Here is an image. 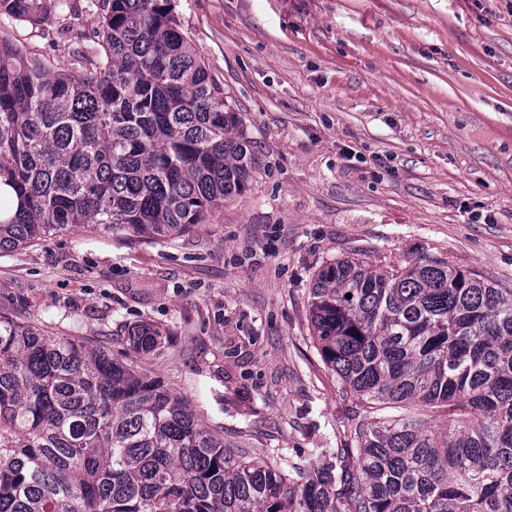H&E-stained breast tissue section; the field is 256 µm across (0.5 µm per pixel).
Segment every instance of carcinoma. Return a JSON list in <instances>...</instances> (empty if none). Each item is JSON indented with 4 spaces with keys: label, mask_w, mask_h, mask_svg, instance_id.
Instances as JSON below:
<instances>
[{
    "label": "carcinoma",
    "mask_w": 512,
    "mask_h": 512,
    "mask_svg": "<svg viewBox=\"0 0 512 512\" xmlns=\"http://www.w3.org/2000/svg\"><path fill=\"white\" fill-rule=\"evenodd\" d=\"M96 60L51 70L0 38V253L83 229L195 232L254 155L174 0H97ZM45 0H0L34 25ZM312 338L379 409L312 468L224 447L135 359L0 311V512H512V289L438 258H345L309 291ZM139 356L160 331L131 330ZM447 410L433 423L432 413Z\"/></svg>",
    "instance_id": "carcinoma-1"
}]
</instances>
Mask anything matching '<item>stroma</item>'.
<instances>
[{"instance_id":"obj_1","label":"stroma","mask_w":512,"mask_h":512,"mask_svg":"<svg viewBox=\"0 0 512 512\" xmlns=\"http://www.w3.org/2000/svg\"><path fill=\"white\" fill-rule=\"evenodd\" d=\"M255 155L245 191L176 240L70 231L0 255V310L131 356L226 447L319 466L370 415L310 335L322 265L440 258L512 288V0H176ZM85 0L0 34L68 67ZM129 342L136 356H154L163 354L165 343L161 342L160 331L149 325H139L131 330Z\"/></svg>"}]
</instances>
